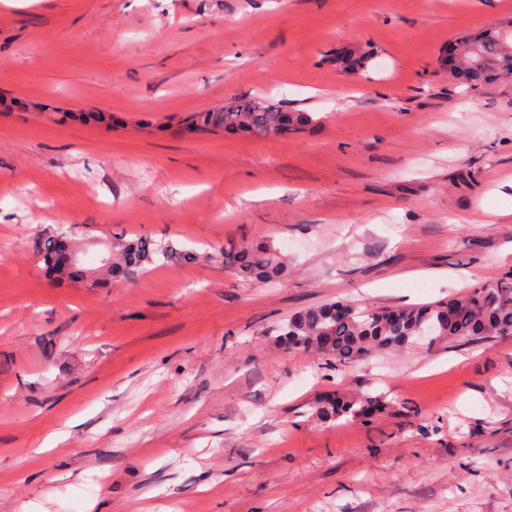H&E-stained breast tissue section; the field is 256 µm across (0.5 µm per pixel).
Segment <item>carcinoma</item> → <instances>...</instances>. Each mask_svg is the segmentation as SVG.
Returning <instances> with one entry per match:
<instances>
[{"label":"carcinoma","instance_id":"1","mask_svg":"<svg viewBox=\"0 0 512 512\" xmlns=\"http://www.w3.org/2000/svg\"><path fill=\"white\" fill-rule=\"evenodd\" d=\"M371 53L351 49L336 50V68L347 75L365 71ZM512 76V28L483 31L466 54L464 65L454 78L476 90L501 77ZM312 122L307 112H284L261 98H235L221 112H193L186 124L198 131L244 133L256 137L286 136ZM34 251L52 271L69 279L82 278L90 270L76 263L57 264V255L78 249L76 243L59 235L40 236ZM116 257L104 263L106 275L115 280L136 281L146 266L163 258L171 265L195 262L200 255L186 248L163 246L148 235L120 240L112 247ZM224 265L241 278L267 283L285 273L286 264L277 250L267 244L230 243L221 252ZM338 303L304 309L291 315L274 330V338L298 351L316 352L339 364L362 361L384 350H408L421 341L435 346L444 341L474 340L489 336H512V272L500 280L478 286L448 301L419 306L358 309L350 306L336 311ZM383 406L370 396L348 400L335 396L318 408L325 420L362 417Z\"/></svg>","mask_w":512,"mask_h":512}]
</instances>
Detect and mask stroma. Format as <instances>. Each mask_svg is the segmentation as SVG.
<instances>
[{
  "label": "stroma",
  "mask_w": 512,
  "mask_h": 512,
  "mask_svg": "<svg viewBox=\"0 0 512 512\" xmlns=\"http://www.w3.org/2000/svg\"><path fill=\"white\" fill-rule=\"evenodd\" d=\"M511 19L512 0H0V512H512V336L331 368L268 334L512 269V216H491L512 212V81L440 65ZM349 46L373 52L363 76L330 60ZM240 96L314 123L186 129ZM52 233L89 269L141 234L269 243L288 269L61 280L32 248ZM336 393L385 409L321 419Z\"/></svg>",
  "instance_id": "1"
}]
</instances>
